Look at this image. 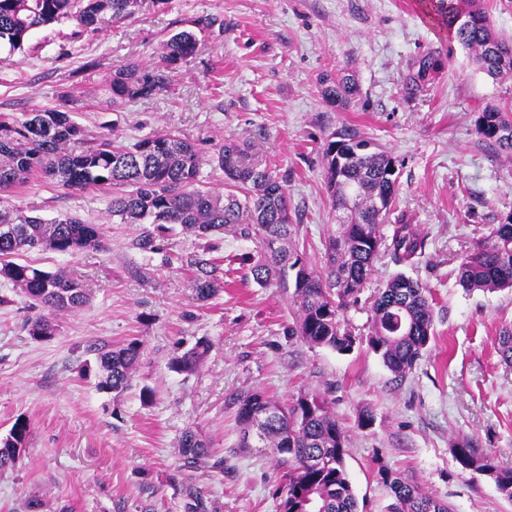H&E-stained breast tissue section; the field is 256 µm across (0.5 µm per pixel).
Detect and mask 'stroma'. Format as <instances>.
<instances>
[{"instance_id": "obj_1", "label": "stroma", "mask_w": 512, "mask_h": 512, "mask_svg": "<svg viewBox=\"0 0 512 512\" xmlns=\"http://www.w3.org/2000/svg\"><path fill=\"white\" fill-rule=\"evenodd\" d=\"M183 30L198 49L172 71L169 91L113 109L112 75L133 61L151 64ZM431 50L449 52L448 63L413 90L409 67ZM347 73L358 96L342 107L327 102L324 78ZM489 103L512 114V75L481 72L430 0H138L130 18L53 23L21 50L1 48L2 117L64 106L88 138L108 134L119 145L174 131L197 145L200 181L216 192L225 184L215 149L251 142L287 189L291 249L317 271L338 228L321 146L337 129H354L396 160L386 221L406 217L426 235L424 257L406 273L429 289L435 318L429 351L397 378L367 342L370 298L398 270L389 254L346 310L357 343L339 353L289 335L291 291L258 286L249 273L257 240L225 235L217 253L224 289L199 303L182 262L202 240L176 231L159 252H140L130 246L139 225L113 220L107 192L31 176L0 199L46 219L78 214L100 226L106 248L23 254L38 268L81 275L92 293L87 306L56 315L51 339L29 336L27 298L0 284V437L19 417L32 427L26 453L0 473V512H27L33 499L42 512H183L178 440L189 427L224 459L223 472L192 477L220 512H279L275 454L238 446L233 399L253 391L280 404L325 394L347 435L345 466L363 512H387L383 469L455 512H512L492 480L461 471L452 454L467 437L512 468V367L497 352L500 331L512 328V290L468 293L457 279L462 256L512 214V151L477 132ZM201 338L212 349L199 370L170 371V359ZM133 339L142 355L131 387L99 391L83 373L94 346ZM145 387L154 392L148 405ZM365 412L373 421L363 428Z\"/></svg>"}]
</instances>
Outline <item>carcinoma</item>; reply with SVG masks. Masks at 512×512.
I'll return each mask as SVG.
<instances>
[{"label":"carcinoma","instance_id":"cac0c4a2","mask_svg":"<svg viewBox=\"0 0 512 512\" xmlns=\"http://www.w3.org/2000/svg\"><path fill=\"white\" fill-rule=\"evenodd\" d=\"M137 0H0V46L22 49L29 33L55 22L70 21L79 27L95 25L109 12L114 20L134 13ZM454 39L473 55L479 69L493 78L512 73V40L497 34L481 0H431ZM197 50L191 31L171 35L151 66L129 63L112 76L106 91L112 106L147 99L168 91L170 72ZM448 57L429 51L412 64L407 75L411 88L423 87L443 70ZM357 93L350 74L336 77L325 89L330 103L343 104ZM512 129V116L495 105L482 109L477 132L501 149L512 151V138L499 130ZM370 143L356 132L341 129L321 147L324 175L340 231L328 240L323 271L308 267L285 248L295 230L288 194L279 177L255 158L247 142L226 141L216 153L228 190L216 193L200 187L201 156L196 145L171 132L144 138L131 146L116 145L102 137L84 146L83 128L66 108L35 110L21 121H0V190H9L35 174L45 175L66 190L103 189L109 192V211L122 224H140L133 248L155 253L175 227L208 239L233 233L257 239L263 255L253 262V281L294 288L298 315L288 335L339 353L353 350L355 338L344 328L348 301L360 294L370 280L374 263L385 250L396 265L412 267L425 254V236L414 224L398 221L390 234L380 233L391 209L397 179L390 166L394 158L385 151L369 150ZM50 250L72 254L105 249L98 225L66 213L47 220L26 215L0 201V281L23 291L38 314L30 321V335L49 339L56 334L54 319L90 301L84 281L63 270H42L17 261L21 253ZM213 246L186 258L193 273L195 300L206 302L224 288V271L209 257ZM458 284L466 292H497L512 288V218L495 225L491 233L458 267ZM369 346L395 376L409 374L427 352L434 335V310L429 290L399 271L377 289L370 305ZM210 350L206 340L174 357L177 373L198 370ZM142 345L132 340L118 348L96 349L97 388L102 392L127 389L139 364ZM498 353L512 365V330L499 334ZM242 439L239 447L269 448L278 454L285 470L282 512H360L359 502L345 467L346 433L332 415L325 398L303 394L286 407L272 403L255 391L234 400ZM31 433L28 419L19 417L0 439V472L13 468L27 450ZM453 456L465 471L480 472L497 490L512 500V469L497 466L471 440L453 445ZM183 466L192 470L224 471V460L214 458L210 446L193 430L179 439ZM318 457L322 465L309 459ZM393 502L390 512H452V508L419 485L389 472L381 473ZM183 512H216L217 505L195 484L182 483Z\"/></svg>","mask_w":512,"mask_h":512}]
</instances>
